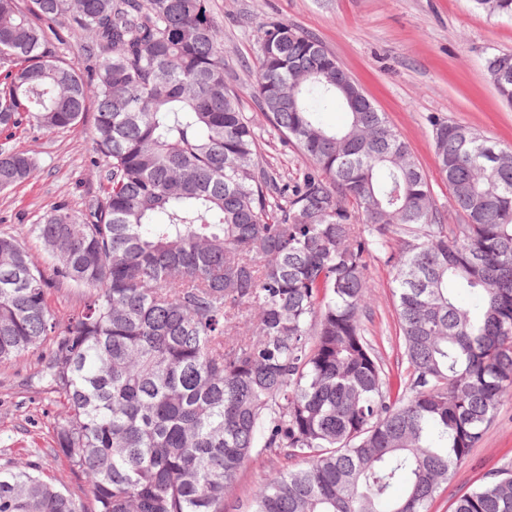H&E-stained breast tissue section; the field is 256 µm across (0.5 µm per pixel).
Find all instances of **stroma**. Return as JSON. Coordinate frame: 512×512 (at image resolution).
Listing matches in <instances>:
<instances>
[{
    "instance_id": "1",
    "label": "stroma",
    "mask_w": 512,
    "mask_h": 512,
    "mask_svg": "<svg viewBox=\"0 0 512 512\" xmlns=\"http://www.w3.org/2000/svg\"><path fill=\"white\" fill-rule=\"evenodd\" d=\"M211 16L224 40V64L244 112L252 118L262 158L282 175L295 177L306 158L283 147L252 94L259 25L287 23L319 40L332 52L389 125L410 145L426 173L438 207L448 205V186L438 174L431 119L474 129L482 138L512 146V107L498 96L484 71L495 51L512 52V20L488 14L473 0H209ZM92 115L76 126L20 131L14 149L34 155L36 176L0 191V231L18 236L35 260L49 257L31 231L41 216L65 205L79 211L97 195ZM372 290L364 321L389 370L400 355L394 270L387 252L368 260ZM38 368L37 353L0 366V465L23 461L31 448L42 449L41 465L68 486L77 481L63 458L48 455L61 404L31 399L24 387ZM512 467V398L500 405L480 447L452 471L430 502L428 512H452L454 500L494 471Z\"/></svg>"
}]
</instances>
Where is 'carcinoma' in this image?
<instances>
[{"label":"carcinoma","instance_id":"carcinoma-1","mask_svg":"<svg viewBox=\"0 0 512 512\" xmlns=\"http://www.w3.org/2000/svg\"><path fill=\"white\" fill-rule=\"evenodd\" d=\"M474 2L512 19V0ZM72 40L80 64L51 50ZM256 41L253 96L308 160L290 181L263 164L208 0H0V134L91 104L102 183L32 225L44 268L0 233V365L46 348L37 384L65 409L49 454L82 481L0 466V512H224L249 463L247 512H427L512 396V149L431 120L449 224L333 53L283 22ZM484 69L511 106L512 52ZM36 172L0 144L1 191ZM391 240L395 384L363 329L367 257ZM71 284L86 301L59 324L47 291ZM453 512H512V468Z\"/></svg>","mask_w":512,"mask_h":512}]
</instances>
